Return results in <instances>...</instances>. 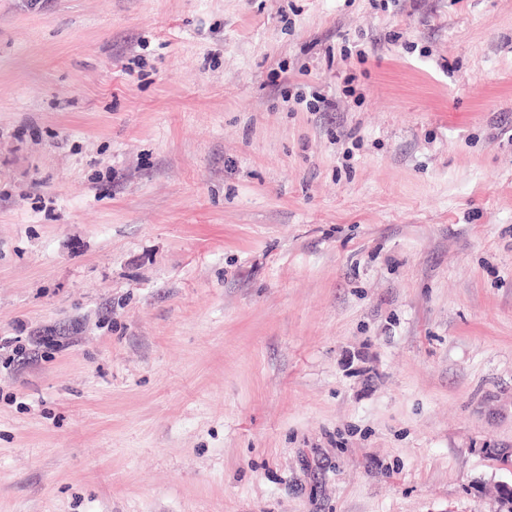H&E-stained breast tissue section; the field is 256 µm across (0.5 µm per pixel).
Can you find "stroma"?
Wrapping results in <instances>:
<instances>
[{
    "label": "stroma",
    "mask_w": 512,
    "mask_h": 512,
    "mask_svg": "<svg viewBox=\"0 0 512 512\" xmlns=\"http://www.w3.org/2000/svg\"><path fill=\"white\" fill-rule=\"evenodd\" d=\"M506 486L512 0H0V512Z\"/></svg>",
    "instance_id": "1"
}]
</instances>
